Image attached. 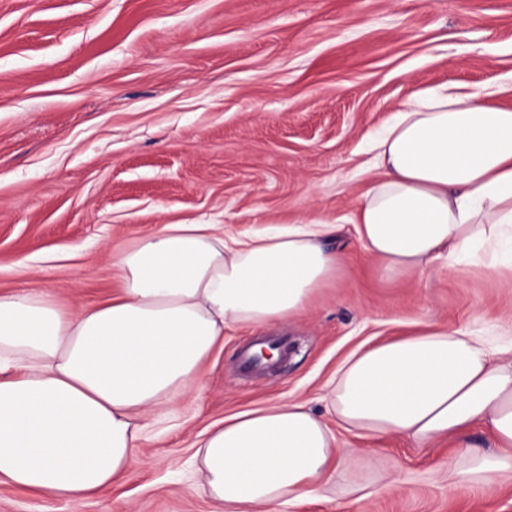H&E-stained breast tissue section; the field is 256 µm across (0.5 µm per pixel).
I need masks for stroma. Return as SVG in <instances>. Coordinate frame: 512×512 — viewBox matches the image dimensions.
I'll return each instance as SVG.
<instances>
[{
	"label": "stroma",
	"mask_w": 512,
	"mask_h": 512,
	"mask_svg": "<svg viewBox=\"0 0 512 512\" xmlns=\"http://www.w3.org/2000/svg\"><path fill=\"white\" fill-rule=\"evenodd\" d=\"M475 85L512 107V0H0V293L71 310L119 288L113 250L179 223L246 235L337 225L335 285L284 325L273 374L238 373L233 327L173 412L146 418L144 466L79 506L0 481V512H212L195 443L288 397L324 412L354 350L432 329L512 328V248L381 275L347 219L375 133L417 92ZM380 469L364 499L286 512H512V482L448 492L450 443L336 428Z\"/></svg>",
	"instance_id": "1"
}]
</instances>
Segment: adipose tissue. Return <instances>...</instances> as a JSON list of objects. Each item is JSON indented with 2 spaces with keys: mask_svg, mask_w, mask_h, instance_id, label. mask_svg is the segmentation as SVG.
Segmentation results:
<instances>
[{
  "mask_svg": "<svg viewBox=\"0 0 512 512\" xmlns=\"http://www.w3.org/2000/svg\"><path fill=\"white\" fill-rule=\"evenodd\" d=\"M486 97L419 92L377 140L352 222L384 274L512 244V108ZM334 230L168 224L113 252L121 293L100 306L0 294V479L72 505L111 487L139 463L142 417L193 387L226 327L289 321L335 281ZM325 401L347 430L455 441L449 491L512 480V345L443 330L393 338L349 357ZM325 418L291 398L213 425L196 456L215 512H271L357 469L359 449L338 446ZM477 427L488 445L470 441Z\"/></svg>",
  "mask_w": 512,
  "mask_h": 512,
  "instance_id": "adipose-tissue-1",
  "label": "adipose tissue"
}]
</instances>
